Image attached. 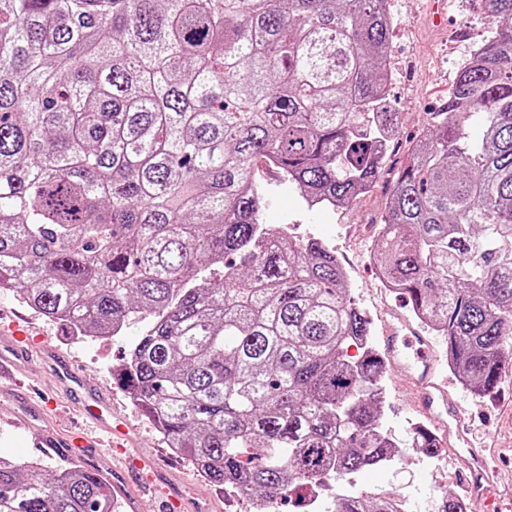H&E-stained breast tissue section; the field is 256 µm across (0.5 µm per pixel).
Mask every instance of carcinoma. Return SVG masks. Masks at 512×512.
<instances>
[{"instance_id": "carcinoma-1", "label": "carcinoma", "mask_w": 512, "mask_h": 512, "mask_svg": "<svg viewBox=\"0 0 512 512\" xmlns=\"http://www.w3.org/2000/svg\"><path fill=\"white\" fill-rule=\"evenodd\" d=\"M386 2L0 0V287L75 336L145 319L118 380L217 487L278 500L395 453L336 252L262 224L256 179L275 161L309 208L374 187L399 132ZM480 6L372 259L482 395L512 336V0ZM115 508L95 470L0 455V512Z\"/></svg>"}]
</instances>
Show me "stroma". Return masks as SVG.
Listing matches in <instances>:
<instances>
[{
	"instance_id": "35a3bbf8",
	"label": "stroma",
	"mask_w": 512,
	"mask_h": 512,
	"mask_svg": "<svg viewBox=\"0 0 512 512\" xmlns=\"http://www.w3.org/2000/svg\"><path fill=\"white\" fill-rule=\"evenodd\" d=\"M429 2L387 0L394 18L389 64L397 74L388 93L399 119L398 141L389 160L394 167L404 162L408 148L422 130L426 112L440 107L459 65L487 35L482 12H462L458 0H445V30L428 27L424 19ZM257 177L268 193L264 224L293 240L319 239L335 251L347 269L351 295L369 318L375 337H382L391 322L413 321L408 299L385 290L371 259L387 212L388 176H380L372 192L355 206L312 211L265 163H258ZM14 320L29 323L30 337L37 340L42 356L31 362L18 361L14 386L0 388V451H7L20 461H41L50 474L68 461L97 470L108 481L123 486L117 512H158L152 495L146 494L129 474L117 472L104 448L42 447L45 435L69 440L84 427L73 399L62 392L57 395L54 409L38 414L33 411L49 379L46 359L59 353L78 369L85 388L109 386L114 412L125 416L129 423L133 452L156 460L158 487L184 492L181 512H245L246 504L238 495L208 483L180 455L167 448L152 422L132 405L127 392L115 382L114 374L125 362L130 344L142 330L141 324H134L123 335L101 341L77 338L61 324L29 308L12 289L0 288V324L6 326ZM399 379L397 366L388 365L382 425L392 443L401 448L414 435L410 422L417 414L399 390ZM462 395L472 439L485 444L498 457V487H512V377L502 382L497 398L479 396L467 389ZM456 468L457 457L453 452L440 451L432 460L420 453L399 466L366 468L340 480H328L312 506L299 508L293 500L285 499L279 512H332L337 496L378 493L405 501L410 512H426L427 505H441L445 495L461 493V486L454 480Z\"/></svg>"
}]
</instances>
